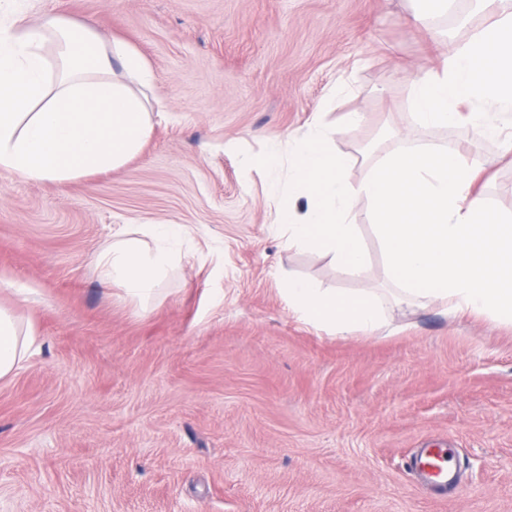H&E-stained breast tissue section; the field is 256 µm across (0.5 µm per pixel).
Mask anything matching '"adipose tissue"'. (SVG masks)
Returning a JSON list of instances; mask_svg holds the SVG:
<instances>
[{"label": "adipose tissue", "mask_w": 512, "mask_h": 512, "mask_svg": "<svg viewBox=\"0 0 512 512\" xmlns=\"http://www.w3.org/2000/svg\"><path fill=\"white\" fill-rule=\"evenodd\" d=\"M498 2L493 23L412 80L421 126L464 122L479 138H502L499 118L512 113V0ZM24 20L20 12L0 27V176L64 183L124 165L140 151L152 121L143 101L113 78L112 66L120 64L146 88L154 79L151 67L127 43L90 28L74 32L56 18L31 28ZM56 39L70 63L63 75L44 52ZM188 234L179 224L122 229L96 257L100 284L148 301L182 260ZM287 294L292 311L314 327L372 334L383 326L376 289L341 294L292 278ZM34 343L32 326L0 308V379L21 367Z\"/></svg>", "instance_id": "adipose-tissue-1"}]
</instances>
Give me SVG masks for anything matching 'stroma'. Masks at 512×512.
<instances>
[{"instance_id":"obj_1","label":"stroma","mask_w":512,"mask_h":512,"mask_svg":"<svg viewBox=\"0 0 512 512\" xmlns=\"http://www.w3.org/2000/svg\"><path fill=\"white\" fill-rule=\"evenodd\" d=\"M16 5L125 41L155 85L135 89L152 131L122 167L0 177V307L36 336L0 379V512H512V326L395 300L365 199L362 274L287 246L269 184L288 164L260 163L319 116L350 185L392 151L449 145L479 154L478 190L512 213L506 145L421 127L409 105L413 76L473 28L412 22L409 0H0V15ZM128 224L192 237L144 306L95 271ZM292 275L378 289L383 328L305 323ZM427 447L450 449L462 491L417 483Z\"/></svg>"}]
</instances>
